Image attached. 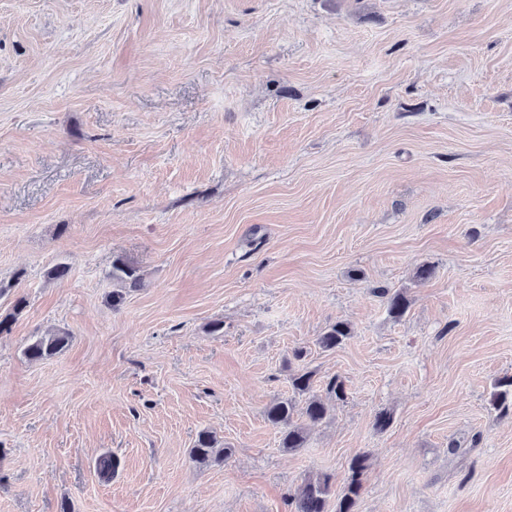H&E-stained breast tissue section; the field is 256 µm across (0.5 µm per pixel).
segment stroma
Instances as JSON below:
<instances>
[{
	"instance_id": "1",
	"label": "stroma",
	"mask_w": 512,
	"mask_h": 512,
	"mask_svg": "<svg viewBox=\"0 0 512 512\" xmlns=\"http://www.w3.org/2000/svg\"><path fill=\"white\" fill-rule=\"evenodd\" d=\"M6 314L0 512H291L358 454L357 512H512V0H0ZM302 368L347 397L290 452ZM109 277L120 287V289L112 291L110 296L112 307L119 306L127 292L139 290L144 286V278L139 270L120 258L112 262ZM351 336V330L347 322L337 321L317 338V344L324 350H332L340 346ZM69 342V336H44L32 340L24 349V355L29 361H43L61 353ZM295 411L296 405L291 399L274 402L265 410L268 422L279 429L281 448L288 451L303 448L306 443L304 427L292 423V416ZM231 455L229 448H217L216 439L208 431H201L197 434L190 456L194 462L200 465H211L224 463V460Z\"/></svg>"
}]
</instances>
